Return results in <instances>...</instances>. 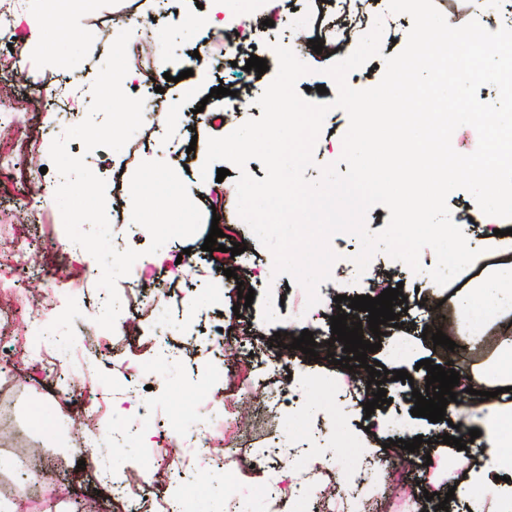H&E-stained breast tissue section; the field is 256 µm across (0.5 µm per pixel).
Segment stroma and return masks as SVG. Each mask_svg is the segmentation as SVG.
I'll return each mask as SVG.
<instances>
[{
  "instance_id": "1",
  "label": "stroma",
  "mask_w": 512,
  "mask_h": 512,
  "mask_svg": "<svg viewBox=\"0 0 512 512\" xmlns=\"http://www.w3.org/2000/svg\"><path fill=\"white\" fill-rule=\"evenodd\" d=\"M449 23L460 26L480 13L488 27L512 26V0H434ZM210 0H75L67 15L69 29L43 28L42 43L32 42L30 25L41 13L35 0H16L12 40L0 38V88L10 90L7 109L25 110L32 84L54 95L51 108L26 112V126L14 150L17 166L0 178V239L22 238L46 248L50 259L37 267L14 270L20 289L47 292L43 307L24 323L0 315V329L20 343L0 369V404L9 408V421L0 427V501L14 512H77L78 504L65 485H78L98 501L99 512H155L158 500L173 502L177 512H360L362 503L376 501L378 512H415L421 486L384 500L382 473L372 465L373 452L395 439L393 422H410L414 434L429 437L437 426L412 416V389L388 383L391 405L382 406L371 422L361 416L369 394L351 388L352 373L329 363L309 360L306 354L275 346V333L331 339L330 318L335 298L370 294L401 287L407 313L399 327H386L373 358L388 370L414 371L417 362L433 358L422 333L432 306L451 309L456 293L473 276L471 267L450 285L428 291L426 281L409 267L376 253L368 269L358 272L352 258L360 250L354 235L338 233L329 245L338 259L330 281L319 288L321 301L307 307L305 289L290 276L273 274V257L253 236L237 212L235 180L239 171L218 178L204 170L207 141L224 129L210 125L196 106L215 84L240 85L253 80L264 91L277 63L270 42L292 49L311 74L297 83L307 99L323 101L336 89L324 70L333 59L315 53L310 41L322 27L344 31L349 22L332 0H252L247 20H226L224 30L186 32L185 12L209 10ZM370 18H382L384 45L375 58L373 77L363 69L349 73L356 89L373 87L382 76L386 57L403 49L412 20L388 11V0H368ZM150 15L156 28L165 30V69L140 74L135 84H124L129 96L153 106L150 120L135 133L139 147L127 150L97 148L85 151L71 141V155L106 182L107 215L116 249L139 251V276L153 280L165 292L159 309L138 300L129 277L117 282L122 310L114 330L99 327L106 294L97 286L101 268L84 249L71 247L55 191L61 178L50 158V146L69 127L82 122L89 110L92 85L113 43L112 34L130 17ZM208 46L209 55L195 58L194 50ZM266 59L263 75L245 71L250 56ZM325 93H318V86ZM348 130L326 115L313 152L315 165L306 176L317 179L320 166L338 163L334 145ZM169 164L186 185L202 211L199 231L173 239L149 253V232L134 224L125 205L130 180L145 161ZM340 172L347 164L338 163ZM41 188L42 202L23 215L19 205L28 184ZM226 197L213 209L218 192ZM472 197L452 192L448 207L454 223L478 248L486 244V228L499 225L496 217L472 209ZM474 223H466V215ZM226 236V254L210 255L202 245L212 226ZM245 251L230 256L233 244ZM235 270L245 287L253 288L250 307H239L238 291L226 287L223 268ZM68 366L66 382L50 386L42 372L45 364ZM87 414L96 427L99 447L76 450L70 418ZM224 425V461L215 463L200 436ZM188 459L183 470L166 481L154 479L156 457L162 446ZM430 485L449 494V480H467L466 471L448 469L446 444H430ZM260 459L257 469L242 467V460ZM449 512H473L475 501L465 493L449 494Z\"/></svg>"
}]
</instances>
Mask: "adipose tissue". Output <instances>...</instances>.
Here are the masks:
<instances>
[{
    "mask_svg": "<svg viewBox=\"0 0 512 512\" xmlns=\"http://www.w3.org/2000/svg\"><path fill=\"white\" fill-rule=\"evenodd\" d=\"M512 312V260L489 267L470 282L455 305L458 325L473 336H483L487 324ZM454 422L461 430L479 429V452L465 450L449 456L455 467L512 472V401L492 397L478 404L454 406Z\"/></svg>",
    "mask_w": 512,
    "mask_h": 512,
    "instance_id": "adipose-tissue-1",
    "label": "adipose tissue"
}]
</instances>
